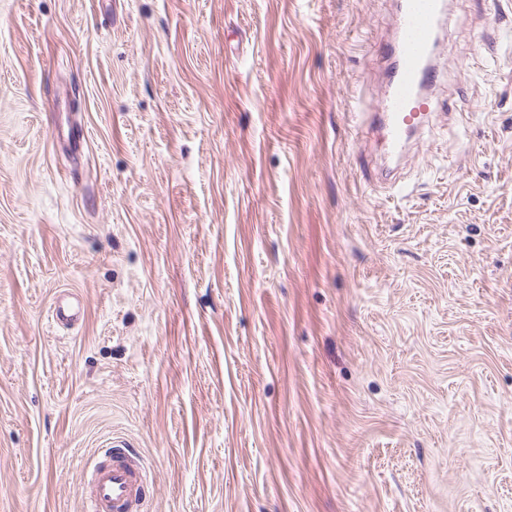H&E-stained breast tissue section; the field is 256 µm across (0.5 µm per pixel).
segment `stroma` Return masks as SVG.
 <instances>
[{
	"mask_svg": "<svg viewBox=\"0 0 512 512\" xmlns=\"http://www.w3.org/2000/svg\"><path fill=\"white\" fill-rule=\"evenodd\" d=\"M397 10L0 0V512L115 437L150 512H512V0H449L398 160Z\"/></svg>",
	"mask_w": 512,
	"mask_h": 512,
	"instance_id": "obj_1",
	"label": "stroma"
}]
</instances>
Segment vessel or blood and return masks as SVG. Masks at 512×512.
<instances>
[{
	"mask_svg": "<svg viewBox=\"0 0 512 512\" xmlns=\"http://www.w3.org/2000/svg\"><path fill=\"white\" fill-rule=\"evenodd\" d=\"M444 6V0H402L398 41L387 49V89L371 114L354 115L359 124L371 119L391 156L402 157L437 115L432 90L445 72L439 52ZM145 477L138 451L113 440L87 467L84 512H144Z\"/></svg>",
	"mask_w": 512,
	"mask_h": 512,
	"instance_id": "b4317fda",
	"label": "vessel or blood"
}]
</instances>
